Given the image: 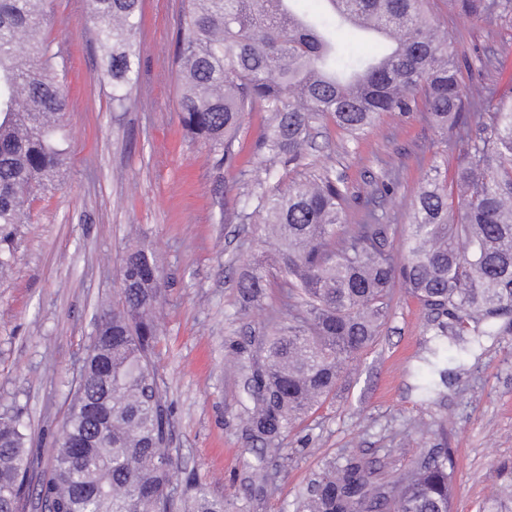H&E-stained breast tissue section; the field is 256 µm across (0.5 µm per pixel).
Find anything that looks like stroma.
<instances>
[{
    "instance_id": "obj_1",
    "label": "stroma",
    "mask_w": 512,
    "mask_h": 512,
    "mask_svg": "<svg viewBox=\"0 0 512 512\" xmlns=\"http://www.w3.org/2000/svg\"><path fill=\"white\" fill-rule=\"evenodd\" d=\"M50 9L45 36L65 76L70 168L58 190L34 202L30 222L16 226L13 264L0 273V410L22 412L36 471L52 462L94 321L119 296L121 260L142 246L163 273L155 361L172 409L170 445L227 512H299L329 464L355 455L386 480L443 445L456 451L454 512H481L499 470L512 467V331L467 354L449 346L437 362L439 317L400 287L378 344L348 364L335 397L280 451L265 454L270 486L253 497L247 476L260 445L242 431L232 343L264 330L279 306L275 296L263 310L242 306L235 286L244 264L269 252L260 218L241 213L263 119L246 117L230 165L185 133L174 63L181 0H142L140 78L117 112L84 0H51ZM433 11L441 38L466 39V82H480L474 62L493 55L497 94L512 99V17L476 22L444 0ZM465 150L421 112L384 115L358 141L327 122L280 183L331 167L359 186L395 171L400 183L383 206L401 225L434 160L452 170Z\"/></svg>"
}]
</instances>
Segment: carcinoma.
Here are the masks:
<instances>
[{
	"label": "carcinoma",
	"instance_id": "cac0c4a2",
	"mask_svg": "<svg viewBox=\"0 0 512 512\" xmlns=\"http://www.w3.org/2000/svg\"><path fill=\"white\" fill-rule=\"evenodd\" d=\"M292 2L183 0L176 36L187 132L231 161L245 117L269 113L243 209L262 216L282 278L257 260L240 272L237 289L244 303L262 307L279 288L288 324L273 320L250 337L235 368L246 430L275 451L376 342L396 282L448 315L438 336L457 345L493 335L504 319L512 325V100L497 97L491 81L466 91L464 40L439 39L432 0H325L329 14L318 19L297 14ZM450 3L475 22L512 14V0ZM85 8L106 60L112 110H124L139 80L141 2L85 0ZM50 18L48 0H0V227L28 223L37 193L55 189L69 167L68 99L43 39ZM363 22L388 46L353 58L333 32H363ZM421 110L467 149L451 180L431 166L401 229L381 206L397 182L392 172L358 194L333 169L266 189L275 163L300 165L317 124L331 121L358 141L387 113ZM352 198L361 216L346 224ZM119 276L120 300L100 316L36 499L47 512H225L224 499L194 473L168 494L178 460L153 361L162 273L151 252L134 248ZM25 430L21 414L0 413V512H17L34 469ZM454 480L451 448L388 481L352 458L323 472L303 512H452ZM483 512H512L511 468Z\"/></svg>",
	"mask_w": 512,
	"mask_h": 512
}]
</instances>
